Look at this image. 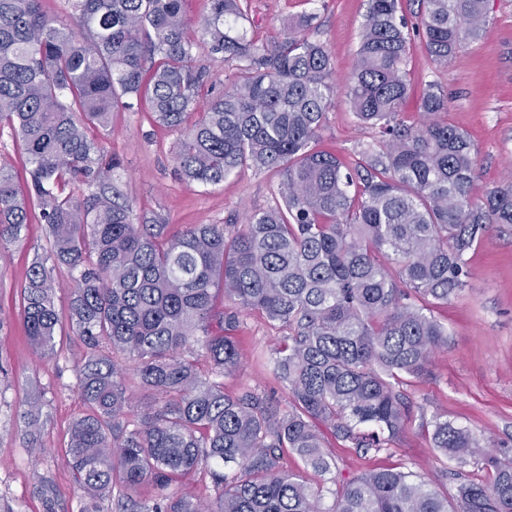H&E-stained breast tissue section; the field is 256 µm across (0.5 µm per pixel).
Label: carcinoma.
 <instances>
[{
  "mask_svg": "<svg viewBox=\"0 0 512 512\" xmlns=\"http://www.w3.org/2000/svg\"><path fill=\"white\" fill-rule=\"evenodd\" d=\"M185 2L66 0L71 27L40 0H0V133L21 142L31 178L23 195L0 163V249L39 209L50 249L35 253L22 307L44 353L61 324L53 271L71 273L69 319L90 349L78 372L88 412L66 448L88 498L80 512H99L116 488V512H204L169 493L201 464L219 490L210 512H512V457L443 415L431 422L434 447L492 472L458 484L451 507L412 474L376 469L324 508L281 464L289 450L320 476L332 471L319 423L365 452L388 449L411 414L395 380L423 375L448 342L433 309L466 287V256L491 226L512 224V180L471 198L477 160L468 137L439 120L448 96L436 82L419 95L423 122L400 118L414 42L448 66L483 34L488 0H422L412 20L399 0H367L345 94L380 138L351 167L316 148L337 83L329 51L308 36L314 15L259 43L242 25L244 0H206L197 21ZM202 45L236 64L232 87L213 97ZM136 103L186 127L174 153L184 181L216 186L242 167L275 169L274 204L239 226L176 233L137 216L100 138L114 112ZM219 289L232 309L215 311ZM240 309L288 329L269 358L287 385L285 412L263 393H224V378L243 370ZM129 373L160 400L135 419ZM145 483L156 490L150 505L132 499Z\"/></svg>",
  "mask_w": 512,
  "mask_h": 512,
  "instance_id": "carcinoma-1",
  "label": "carcinoma"
}]
</instances>
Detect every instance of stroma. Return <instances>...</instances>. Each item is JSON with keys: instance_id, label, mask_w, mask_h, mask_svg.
I'll return each instance as SVG.
<instances>
[{"instance_id": "1", "label": "stroma", "mask_w": 512, "mask_h": 512, "mask_svg": "<svg viewBox=\"0 0 512 512\" xmlns=\"http://www.w3.org/2000/svg\"><path fill=\"white\" fill-rule=\"evenodd\" d=\"M366 9V0H249L246 28L255 40L270 43L289 19L314 14L310 37L326 45L342 80L354 64ZM488 12L486 32L466 42L447 68L435 70L420 48L410 62L414 87L434 77L448 95L442 120L471 139L478 166L470 195L476 200L512 173V0H488ZM182 135L136 110L115 113L111 130L103 133L105 155L119 160L120 187L138 216L161 218L170 230L182 231L194 224H240L248 211L271 204L281 180L275 170L244 167L212 188L187 184L173 152ZM375 140V131L361 127L344 94H337L318 148L350 161L360 146ZM47 245L48 227L39 211H31L25 237L9 243L10 258L0 264V512H80L85 499L65 446L73 421L85 411L77 370L87 349L66 322L53 355L36 350L26 339L22 316L29 264L35 250ZM466 281V288L434 310L448 329L447 345L434 352L423 376L404 387L412 424L378 453L328 439L335 468L326 478L311 479L323 506H331L343 482L372 469L412 472L444 497L454 496L460 481H488L482 466H459L433 447L422 424L436 414L485 439L488 447L512 451V224L493 225L468 261ZM239 321L236 339L244 367L225 379V393L263 392L287 409V391L261 360L273 353L286 329L255 311L240 312ZM33 398L40 402V416L31 439L24 414Z\"/></svg>"}]
</instances>
